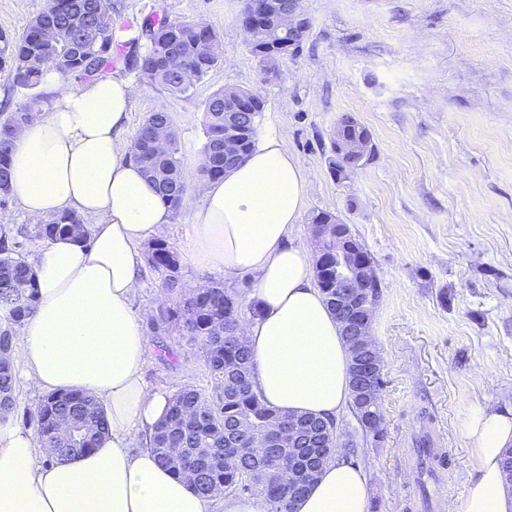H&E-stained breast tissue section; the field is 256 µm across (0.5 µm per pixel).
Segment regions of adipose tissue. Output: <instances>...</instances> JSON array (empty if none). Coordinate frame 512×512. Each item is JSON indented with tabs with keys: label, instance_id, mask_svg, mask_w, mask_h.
<instances>
[{
	"label": "adipose tissue",
	"instance_id": "obj_1",
	"mask_svg": "<svg viewBox=\"0 0 512 512\" xmlns=\"http://www.w3.org/2000/svg\"><path fill=\"white\" fill-rule=\"evenodd\" d=\"M49 102L14 137L9 187L32 220L65 211L86 238L48 242L30 262L39 302L17 327L24 380L44 394L77 391L102 409L97 448L54 455L37 431L0 430V512H212L214 498L162 464L144 440L169 399L150 389L143 322L131 300L141 286L142 246L172 211L129 155L138 86L112 76L71 88L47 74ZM308 178L281 130L262 129L249 155L203 181L192 215L208 266L250 274L257 313L239 336L252 384L284 413L327 419L351 401L350 356L317 285L310 249L292 244ZM466 435L476 466L452 512H512L501 461L512 449V413L475 410ZM294 504V512H368L362 469L344 448Z\"/></svg>",
	"mask_w": 512,
	"mask_h": 512
}]
</instances>
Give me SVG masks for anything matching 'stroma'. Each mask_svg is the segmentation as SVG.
Masks as SVG:
<instances>
[{
  "mask_svg": "<svg viewBox=\"0 0 512 512\" xmlns=\"http://www.w3.org/2000/svg\"><path fill=\"white\" fill-rule=\"evenodd\" d=\"M311 23L294 55L265 76L238 24L242 0H112L114 29L150 16L205 23L222 62L175 96L142 84L128 135L165 109L178 135L183 206L158 233L175 251L181 284L219 283L248 296V275L225 277L194 250L192 213L205 141L202 104L220 88L251 89L262 122L277 125L308 175L291 241L312 246L311 218L348 224L373 261L381 297L370 331L382 360L384 439H363L350 412L338 423L357 442L349 459L367 477L374 512H448L469 492L465 424L474 408L512 411V0H299ZM46 0H0V33L22 34ZM372 136L347 178L331 170L342 115ZM162 280L143 266L134 310L144 319V378L175 393L209 391L198 346L163 319ZM429 432L444 461L421 476L414 439Z\"/></svg>",
  "mask_w": 512,
  "mask_h": 512,
  "instance_id": "1",
  "label": "stroma"
}]
</instances>
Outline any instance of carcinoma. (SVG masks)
Masks as SVG:
<instances>
[{"mask_svg":"<svg viewBox=\"0 0 512 512\" xmlns=\"http://www.w3.org/2000/svg\"><path fill=\"white\" fill-rule=\"evenodd\" d=\"M290 0H265L263 24L253 34L248 49L264 74L274 73L284 53L273 45L285 39L282 13ZM101 0H50L19 37L0 35V70L7 69L12 89L23 96L22 106L0 124V206L8 202L10 150L17 130L40 108L45 93L40 91L50 71L64 75L56 59L69 60V75L80 80L108 76L115 63L151 84L164 87L173 95L190 93L193 85L185 80L186 71L202 80L222 61L221 41L205 25L186 20L160 17L140 27L138 35L113 43L112 18H103ZM57 28L54 42L44 38L45 27ZM113 43L107 56L98 55L97 43ZM252 112H239L229 102L226 90L219 89L204 103L203 126L206 142L200 156L202 177L215 179L234 163H224V137L238 139L241 147H252L264 104L256 97ZM166 132L170 146L163 154L152 151L159 132ZM342 138L363 137L371 141L369 130L349 122L344 115L336 124ZM180 146L171 116L165 111L149 113L133 143V158L141 171L156 186L173 213L181 209L185 183L182 177ZM336 217L318 213L312 217L313 232L323 246L336 250ZM83 221L64 212L32 228L0 230V423L14 417L16 376L10 357L15 325L32 313L37 303L33 273L29 263L17 251L18 238L43 242L58 237L77 236ZM150 267L161 275L163 286L172 298L163 320L183 332L187 341L201 349L205 367L215 388L207 393L187 386L173 395L165 416L149 438V448L179 474H190L195 489L208 494L221 491L229 496H260L268 512H288L296 491L284 478L288 471V423L299 418L311 425L314 447L308 460L306 477L314 480L320 466L333 452L336 420L284 414L269 407L253 389L249 352L238 336L239 313L229 311L228 302H237L235 293L215 285L197 289L185 297L178 277V260L169 244L158 239L148 249ZM351 413L363 435L383 437L380 406L364 407L352 400ZM32 418L48 448H63L58 456L72 457L95 448L106 429L99 408L85 395L76 392L54 393L40 400ZM257 433L271 437L270 447L252 448ZM420 467L444 460L434 453L427 434L415 439Z\"/></svg>","mask_w":512,"mask_h":512,"instance_id":"1","label":"carcinoma"}]
</instances>
